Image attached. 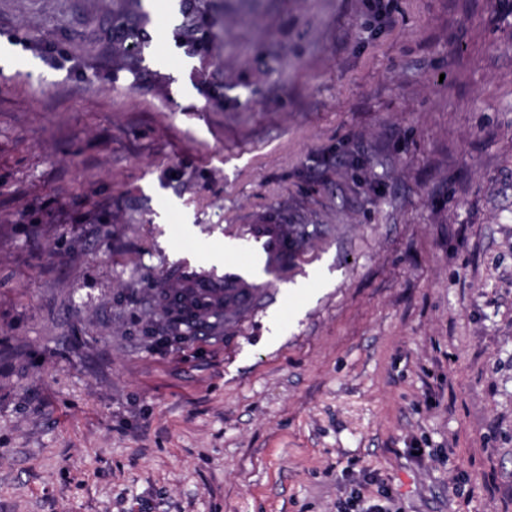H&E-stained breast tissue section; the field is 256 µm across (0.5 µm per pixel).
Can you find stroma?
<instances>
[{"label":"stroma","mask_w":512,"mask_h":512,"mask_svg":"<svg viewBox=\"0 0 512 512\" xmlns=\"http://www.w3.org/2000/svg\"><path fill=\"white\" fill-rule=\"evenodd\" d=\"M372 504L512 512V0H0V512ZM293 231L281 214L270 212L249 224L224 227V268L184 260L169 272L177 294H195L248 313L261 299L260 289L288 274L295 263Z\"/></svg>","instance_id":"stroma-1"}]
</instances>
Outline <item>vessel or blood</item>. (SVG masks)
<instances>
[{"mask_svg": "<svg viewBox=\"0 0 512 512\" xmlns=\"http://www.w3.org/2000/svg\"><path fill=\"white\" fill-rule=\"evenodd\" d=\"M295 238L285 217L271 212L249 224L224 227V266L207 268L185 260L169 276L181 294L201 296L248 313L260 291L287 275L296 260Z\"/></svg>", "mask_w": 512, "mask_h": 512, "instance_id": "obj_1", "label": "vessel or blood"}]
</instances>
